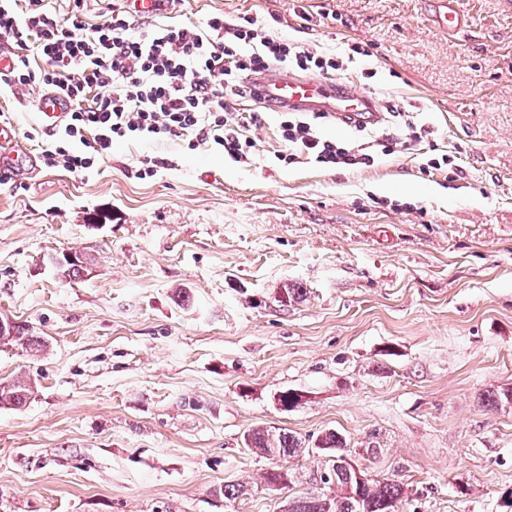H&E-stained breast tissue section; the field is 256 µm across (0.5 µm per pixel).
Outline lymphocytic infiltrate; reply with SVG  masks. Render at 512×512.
<instances>
[{"label":"lymphocytic infiltrate","mask_w":512,"mask_h":512,"mask_svg":"<svg viewBox=\"0 0 512 512\" xmlns=\"http://www.w3.org/2000/svg\"><path fill=\"white\" fill-rule=\"evenodd\" d=\"M63 15L49 0H0V39L15 46L0 83L12 92L42 87L64 93L71 108L41 146L43 163L82 175L105 158L117 140L157 144L194 136L221 149L237 163L249 161L254 143L246 127H261L258 112L241 114L249 97L248 76L281 63L301 72L343 69L341 56L269 37L252 19L225 22L217 14L205 26H158L110 11L95 25L83 17V0ZM391 125L373 141L391 155L419 142L422 130L409 113L389 106ZM322 112H285L278 119L284 145L278 161L309 160L325 167L370 166L374 155L363 145L323 136Z\"/></svg>","instance_id":"obj_1"}]
</instances>
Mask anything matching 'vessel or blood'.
Wrapping results in <instances>:
<instances>
[{
    "instance_id": "1",
    "label": "vessel or blood",
    "mask_w": 512,
    "mask_h": 512,
    "mask_svg": "<svg viewBox=\"0 0 512 512\" xmlns=\"http://www.w3.org/2000/svg\"><path fill=\"white\" fill-rule=\"evenodd\" d=\"M427 14L433 26L452 40L469 26L461 0H430ZM256 84L262 99L279 102L297 112H330L374 125L384 117L381 101L371 93L327 79L302 76L282 67L262 75ZM35 105L50 128L60 123L69 110L66 97L57 92L37 96Z\"/></svg>"
}]
</instances>
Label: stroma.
I'll return each mask as SVG.
<instances>
[{"instance_id": "obj_1", "label": "stroma", "mask_w": 512, "mask_h": 512, "mask_svg": "<svg viewBox=\"0 0 512 512\" xmlns=\"http://www.w3.org/2000/svg\"><path fill=\"white\" fill-rule=\"evenodd\" d=\"M463 3L454 40L422 0H174L157 19L369 46L338 80L419 107L447 170L412 150L288 166L271 114L247 163L176 140L140 179L159 149L123 140L87 176L37 161L0 182V317L48 341L0 345V379L36 383L0 407V512H282L323 493L331 431L400 484L398 512H512V404L488 401L512 386V0ZM34 96L0 94V114L37 155ZM68 251L88 274L61 275ZM291 284L302 297L279 302ZM270 426L304 445L282 490L245 444Z\"/></svg>"}]
</instances>
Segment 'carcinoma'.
I'll return each mask as SVG.
<instances>
[{"label": "carcinoma", "mask_w": 512, "mask_h": 512, "mask_svg": "<svg viewBox=\"0 0 512 512\" xmlns=\"http://www.w3.org/2000/svg\"><path fill=\"white\" fill-rule=\"evenodd\" d=\"M93 259L86 256L80 263H66L60 271L69 278L79 279L88 271ZM0 344L12 345L25 351L40 352L47 348V340L35 336L23 325L11 324L6 335L0 334ZM34 393L31 379L17 376L11 379H0V406L22 407L27 404ZM247 447L254 448L263 455L276 454L282 459L290 458L302 451V441L286 429L272 431L268 428H256L245 438ZM336 488L340 489L336 496L335 512H397L396 504L402 495L401 486L394 480L383 481L368 479L361 485L351 483L347 476L333 471ZM288 512H325L321 499L315 496L292 499L289 501Z\"/></svg>", "instance_id": "carcinoma-1"}]
</instances>
